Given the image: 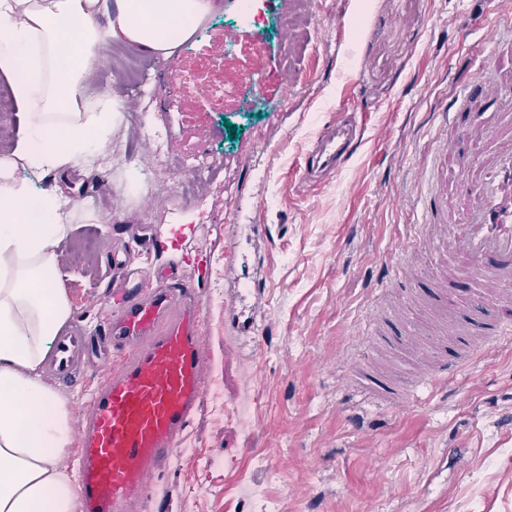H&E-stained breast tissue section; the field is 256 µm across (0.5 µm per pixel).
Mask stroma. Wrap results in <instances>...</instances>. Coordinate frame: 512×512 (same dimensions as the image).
I'll return each instance as SVG.
<instances>
[{
	"label": "stroma",
	"mask_w": 512,
	"mask_h": 512,
	"mask_svg": "<svg viewBox=\"0 0 512 512\" xmlns=\"http://www.w3.org/2000/svg\"><path fill=\"white\" fill-rule=\"evenodd\" d=\"M224 2L150 92L127 77L149 54L99 51L125 111L167 127L163 154L123 121L79 164L83 181L34 179L61 198L65 286L86 325L112 320L113 255L176 263L203 284L209 388L159 477L172 494L147 512H512V339L442 384L363 340L371 305L400 304L374 288L410 272L395 247L421 221L417 197L443 181L438 114L470 60L492 64L469 29L512 20V0H258L260 25L225 16ZM227 27L236 42L219 39ZM350 106L365 125L359 154L300 187L311 139ZM199 151L230 181L186 212L173 192L195 175L172 160ZM251 224L264 299L240 335L224 317L252 299L224 278V240ZM404 378L398 406L376 386Z\"/></svg>",
	"instance_id": "1"
}]
</instances>
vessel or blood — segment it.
Returning a JSON list of instances; mask_svg holds the SVG:
<instances>
[{
	"instance_id": "vessel-or-blood-1",
	"label": "vessel or blood",
	"mask_w": 512,
	"mask_h": 512,
	"mask_svg": "<svg viewBox=\"0 0 512 512\" xmlns=\"http://www.w3.org/2000/svg\"><path fill=\"white\" fill-rule=\"evenodd\" d=\"M483 40L501 73L458 82L448 102L456 133L445 153L446 181L420 199L427 220L411 250L416 256L428 245L464 259L458 284L469 300L450 308L447 277L416 272L394 290L429 308L431 322H412L400 305L368 315L387 349L420 347L435 382L453 379L465 361L512 335V34L489 31ZM362 139L358 121L324 122L305 154L302 185L335 177ZM200 288L177 268L157 274L113 259L111 323L92 338L76 320L55 338L48 366L60 380L77 381L90 368L107 373L76 408L84 512H136L163 495L158 477L179 452L208 385Z\"/></svg>"
}]
</instances>
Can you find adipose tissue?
Listing matches in <instances>:
<instances>
[{"label":"adipose tissue","mask_w":512,"mask_h":512,"mask_svg":"<svg viewBox=\"0 0 512 512\" xmlns=\"http://www.w3.org/2000/svg\"><path fill=\"white\" fill-rule=\"evenodd\" d=\"M213 11V0H0V76L20 116L0 153V512L78 509L65 463L72 417L44 371L73 315L57 254L67 227L58 196L34 194L17 171H65L110 138L118 100L82 91L102 44L167 57ZM73 19L82 28L71 38Z\"/></svg>","instance_id":"adipose-tissue-1"}]
</instances>
